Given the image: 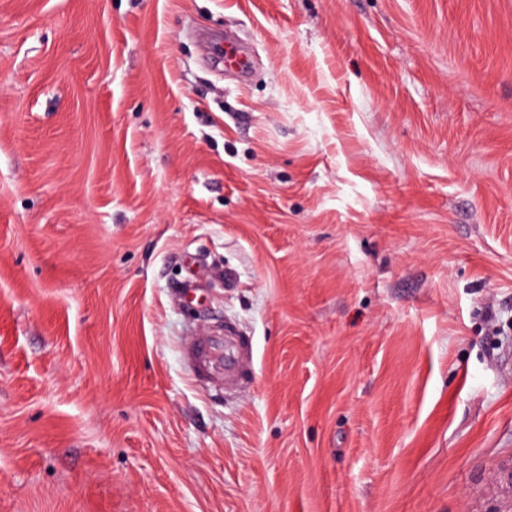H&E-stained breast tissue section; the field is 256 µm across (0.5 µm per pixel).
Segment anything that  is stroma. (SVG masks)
Returning <instances> with one entry per match:
<instances>
[{
	"label": "stroma",
	"mask_w": 512,
	"mask_h": 512,
	"mask_svg": "<svg viewBox=\"0 0 512 512\" xmlns=\"http://www.w3.org/2000/svg\"><path fill=\"white\" fill-rule=\"evenodd\" d=\"M507 465L512 0H0V512H512Z\"/></svg>",
	"instance_id": "obj_1"
}]
</instances>
